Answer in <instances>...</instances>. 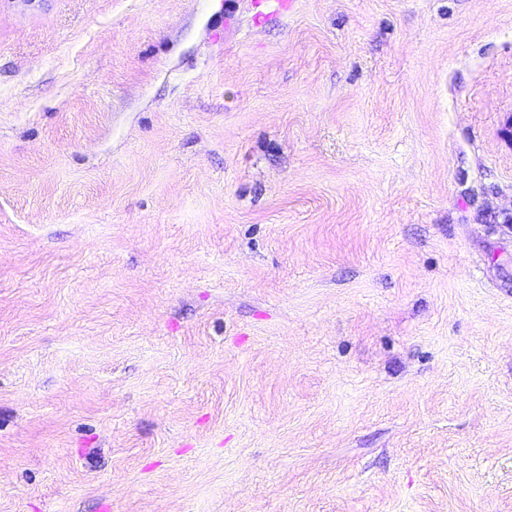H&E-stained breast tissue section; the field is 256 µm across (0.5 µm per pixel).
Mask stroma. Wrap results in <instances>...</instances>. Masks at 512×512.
I'll use <instances>...</instances> for the list:
<instances>
[{
	"instance_id": "35a3bbf8",
	"label": "stroma",
	"mask_w": 512,
	"mask_h": 512,
	"mask_svg": "<svg viewBox=\"0 0 512 512\" xmlns=\"http://www.w3.org/2000/svg\"><path fill=\"white\" fill-rule=\"evenodd\" d=\"M0 0V512H512V0Z\"/></svg>"
}]
</instances>
